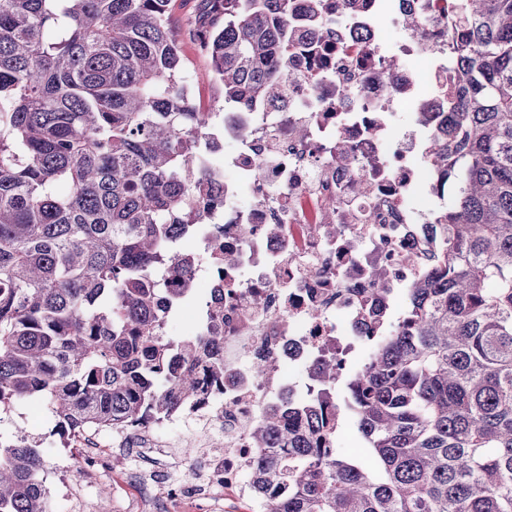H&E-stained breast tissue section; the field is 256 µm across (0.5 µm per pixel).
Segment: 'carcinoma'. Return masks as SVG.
<instances>
[{
	"label": "carcinoma",
	"mask_w": 512,
	"mask_h": 512,
	"mask_svg": "<svg viewBox=\"0 0 512 512\" xmlns=\"http://www.w3.org/2000/svg\"><path fill=\"white\" fill-rule=\"evenodd\" d=\"M172 0H0V422L49 402L69 436L110 430L224 386L205 336L159 332L212 181V112L192 100ZM224 104L281 97L295 0H203ZM458 63L435 135L455 199L435 270L344 382L365 458L336 448L325 390L253 432L254 512H512V0H454ZM36 442L0 444V512H47Z\"/></svg>",
	"instance_id": "1"
}]
</instances>
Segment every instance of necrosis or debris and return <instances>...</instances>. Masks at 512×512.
<instances>
[{
    "mask_svg": "<svg viewBox=\"0 0 512 512\" xmlns=\"http://www.w3.org/2000/svg\"><path fill=\"white\" fill-rule=\"evenodd\" d=\"M448 2L322 0L326 33L301 28L285 97L217 114L230 150L218 163L204 154L201 167L219 174L224 201L205 211L197 241L210 265L208 307L224 311V388L113 430L114 441L138 448L198 425L212 443L203 490L251 497L255 427L274 406L307 400L324 364L344 377L357 347L388 335L397 295L433 270L434 225L448 211L433 145L452 120L440 105L455 75ZM409 18L423 40L402 35ZM391 59L399 68L388 82ZM398 100L412 106L408 125L397 122ZM259 361L269 368L257 374Z\"/></svg>",
    "mask_w": 512,
    "mask_h": 512,
    "instance_id": "1",
    "label": "necrosis or debris"
}]
</instances>
